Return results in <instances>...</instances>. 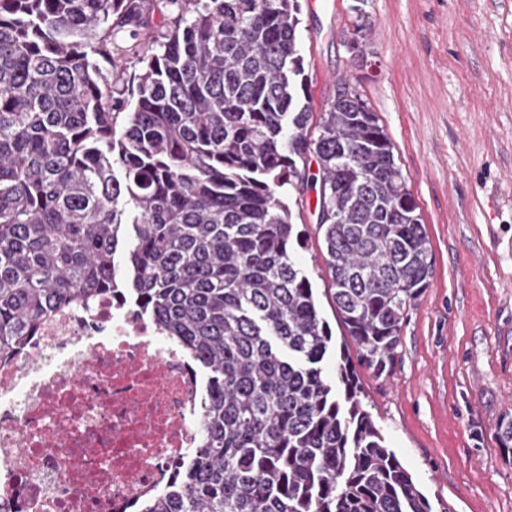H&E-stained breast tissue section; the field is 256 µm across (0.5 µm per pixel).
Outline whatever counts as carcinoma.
Wrapping results in <instances>:
<instances>
[{
	"instance_id": "obj_1",
	"label": "carcinoma",
	"mask_w": 512,
	"mask_h": 512,
	"mask_svg": "<svg viewBox=\"0 0 512 512\" xmlns=\"http://www.w3.org/2000/svg\"><path fill=\"white\" fill-rule=\"evenodd\" d=\"M299 15L298 0H0V356L51 310L119 290L206 375L202 445L144 512H431L349 353L325 373L332 330L285 194L320 186L336 313L378 378L432 248L376 113L346 88L316 121L300 103ZM118 56L140 65L130 89ZM496 436L512 457L511 415Z\"/></svg>"
}]
</instances>
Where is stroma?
<instances>
[{
	"label": "stroma",
	"mask_w": 512,
	"mask_h": 512,
	"mask_svg": "<svg viewBox=\"0 0 512 512\" xmlns=\"http://www.w3.org/2000/svg\"><path fill=\"white\" fill-rule=\"evenodd\" d=\"M299 0L311 112L347 82L376 112L423 217L428 288L404 311L390 375L356 372L361 400L432 512H512V0ZM371 23L363 56L350 40ZM316 189L290 192L296 248L333 342Z\"/></svg>",
	"instance_id": "1"
}]
</instances>
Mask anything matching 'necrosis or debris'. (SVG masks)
Here are the masks:
<instances>
[{"label": "necrosis or debris", "mask_w": 512, "mask_h": 512, "mask_svg": "<svg viewBox=\"0 0 512 512\" xmlns=\"http://www.w3.org/2000/svg\"><path fill=\"white\" fill-rule=\"evenodd\" d=\"M206 386L117 296L47 314L0 360V512H140L198 447Z\"/></svg>", "instance_id": "4bbe7bcc"}]
</instances>
